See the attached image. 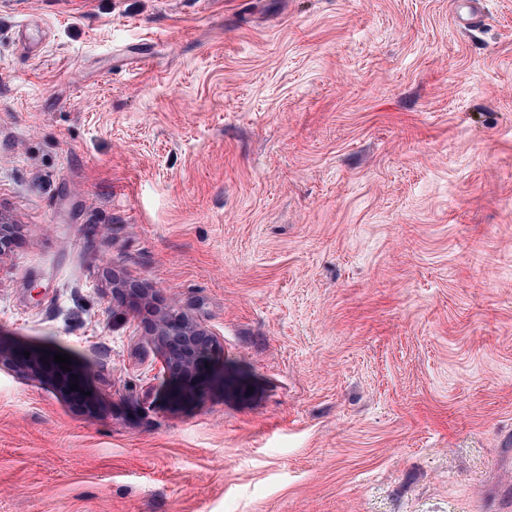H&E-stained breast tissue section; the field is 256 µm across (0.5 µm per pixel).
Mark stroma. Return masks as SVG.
I'll return each mask as SVG.
<instances>
[{
	"mask_svg": "<svg viewBox=\"0 0 512 512\" xmlns=\"http://www.w3.org/2000/svg\"><path fill=\"white\" fill-rule=\"evenodd\" d=\"M0 217V512L512 508V0H0ZM113 291L118 296V303L121 306H129L132 309H136L139 304V300H146L149 294L152 292L150 288H126L123 282L114 279ZM145 335L161 355L169 390L179 397L196 394L218 354L216 337L182 312L169 309L154 316ZM24 351L30 352L26 358ZM13 365L24 372L38 377H49L56 380L63 388L70 383H76L68 371H63L59 364L50 360L37 350L9 349L0 343V364Z\"/></svg>",
	"mask_w": 512,
	"mask_h": 512,
	"instance_id": "1",
	"label": "stroma"
}]
</instances>
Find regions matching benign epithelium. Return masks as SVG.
I'll return each mask as SVG.
<instances>
[{"instance_id":"obj_1","label":"benign epithelium","mask_w":512,"mask_h":512,"mask_svg":"<svg viewBox=\"0 0 512 512\" xmlns=\"http://www.w3.org/2000/svg\"><path fill=\"white\" fill-rule=\"evenodd\" d=\"M118 303L132 309L151 293L149 288H128L114 281ZM146 339L159 351L163 364V378L169 390L179 397L197 393L206 378L211 360L218 354L216 337L197 322L177 310L157 313L145 327ZM13 365L38 377H49L66 388L73 382L69 372L37 350L24 355L22 349H9L0 344V364Z\"/></svg>"}]
</instances>
